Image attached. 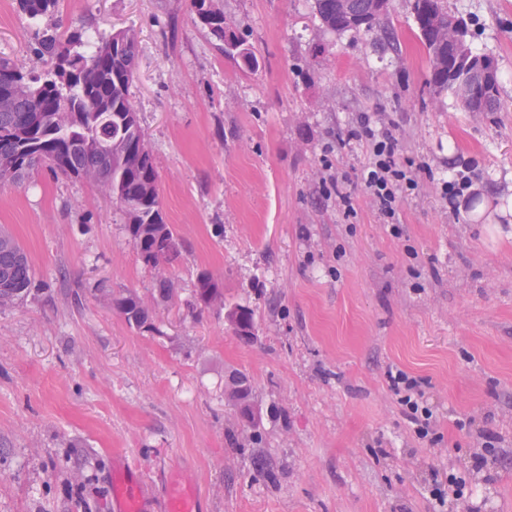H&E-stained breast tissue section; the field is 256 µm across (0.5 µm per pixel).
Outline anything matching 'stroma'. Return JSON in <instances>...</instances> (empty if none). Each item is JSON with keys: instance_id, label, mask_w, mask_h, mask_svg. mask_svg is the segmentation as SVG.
Listing matches in <instances>:
<instances>
[{"instance_id": "stroma-1", "label": "stroma", "mask_w": 512, "mask_h": 512, "mask_svg": "<svg viewBox=\"0 0 512 512\" xmlns=\"http://www.w3.org/2000/svg\"><path fill=\"white\" fill-rule=\"evenodd\" d=\"M447 2L497 63L500 111L430 91L413 0L343 34L313 0H219L253 70L191 0H61L62 34H137L132 102L184 250L146 265L96 183L43 166L0 185V230L36 285L0 308V512H109L120 458L158 499L192 479L200 512H512V0ZM0 57L47 67L16 0H0ZM364 112L431 168L400 204L399 238L346 138ZM326 162L348 179L353 220L323 190ZM464 162L474 197L454 213L437 185ZM204 271L224 301L195 308ZM123 294L149 326L115 308ZM234 305L255 310L253 343L226 322ZM391 366L421 379L436 443L405 419ZM235 370L259 428L228 396ZM435 469L465 477L468 497L436 507ZM115 304L129 324L142 328L148 323L150 317L149 309L138 297L129 294L117 299Z\"/></svg>"}]
</instances>
